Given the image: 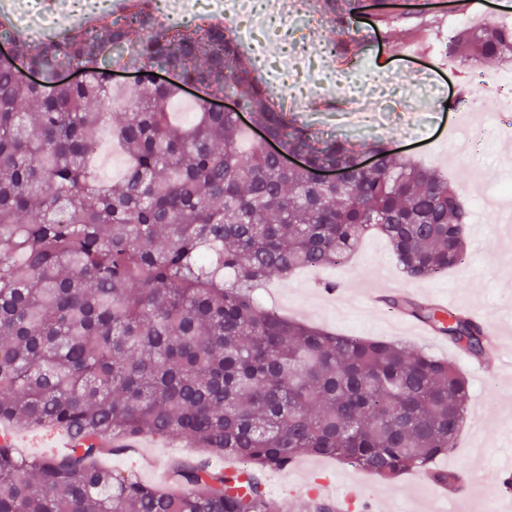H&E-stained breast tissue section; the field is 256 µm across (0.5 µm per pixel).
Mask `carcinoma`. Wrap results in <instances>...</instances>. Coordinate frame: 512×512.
<instances>
[{
  "instance_id": "obj_1",
  "label": "carcinoma",
  "mask_w": 512,
  "mask_h": 512,
  "mask_svg": "<svg viewBox=\"0 0 512 512\" xmlns=\"http://www.w3.org/2000/svg\"><path fill=\"white\" fill-rule=\"evenodd\" d=\"M147 0H126L83 37L20 41L0 60V423L64 430L77 447L23 457L0 447V512H277L240 495L202 461L173 465V491L96 464L100 443L180 439L281 470L303 455L382 479L431 467L456 447L470 384L448 361L404 342L341 336L263 307L259 284L345 263L373 231L403 274L430 280L467 258L465 191L379 142L328 135L275 104L233 34L211 24L153 30ZM336 33L362 0H327ZM448 55L512 64V27L463 28ZM40 71L26 81L17 60ZM118 66L138 83H112ZM162 68L173 80L155 81ZM83 80L63 81L66 69ZM240 88L271 152L227 112L197 98L173 117L183 85ZM126 100L111 112L102 104ZM129 159L103 179L93 148ZM376 157L357 167L363 150ZM297 153L304 164L283 166ZM323 167L347 173L338 186ZM478 356L483 327L463 311L442 322Z\"/></svg>"
}]
</instances>
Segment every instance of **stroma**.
<instances>
[{"mask_svg": "<svg viewBox=\"0 0 512 512\" xmlns=\"http://www.w3.org/2000/svg\"><path fill=\"white\" fill-rule=\"evenodd\" d=\"M283 24L294 37L309 34L320 43L336 42L341 52L360 57L358 66L353 68L333 60L328 66L308 71L306 80L313 108L305 113V120L339 126L341 112L349 107L352 99L380 107L376 90L387 87L406 99L423 98L422 119L412 132L370 128L366 131L368 137L385 143L399 156L440 169L455 183L470 181L486 190L498 180L512 179V170L499 164L500 155L512 148V139L497 135V125L503 116L502 102L491 84L502 67L491 61L477 69L466 63L454 73L442 68L439 52L449 38L446 14L428 4L414 6L407 0H385L382 15H375L373 8H364L349 34L339 36L330 22L325 0H308L301 15L286 17ZM475 69L487 79L474 97L487 148L474 157L465 137L453 138L448 134L453 119L448 101L458 93L469 91L470 74ZM467 155L471 156V163L459 165V158ZM511 230L503 223L498 208L481 210L468 227L466 264L435 280L415 283L407 279L387 243L372 236L360 243L345 265L305 269L286 279L269 282L259 290L262 301L285 315L344 334L398 338L412 348L449 358L466 371L472 384L470 424L462 429L453 454L442 459L440 465L448 469L460 463L468 464L479 482L473 497L464 502L439 501L420 490L415 475L381 480L356 473L332 458L316 456L305 457L306 471L288 468L272 471L271 497L289 498L310 471L327 475L344 487L357 485L383 512H395L405 499L411 501L414 512H488L492 508L495 469L499 463L512 459V344L502 348L484 373L470 371L465 356L452 348L434 347L419 336L396 335L385 326L381 313L367 305L363 291L384 280L405 288L413 286L422 292L443 290L460 306L470 307L483 318L512 329V239L507 236ZM318 280L355 289L352 303L337 305L322 300L314 288ZM145 455L155 460L154 468L142 466L141 458ZM176 459L203 460L217 470L236 462L230 455L145 436L139 447L103 455L98 464L116 473L136 474L142 481L159 485L170 482V464Z\"/></svg>", "mask_w": 512, "mask_h": 512, "instance_id": "obj_1", "label": "stroma"}]
</instances>
